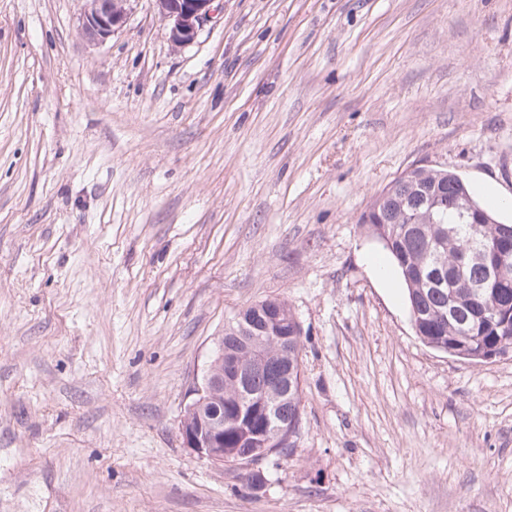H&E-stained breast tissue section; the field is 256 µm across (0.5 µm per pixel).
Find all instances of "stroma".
I'll use <instances>...</instances> for the list:
<instances>
[{
  "mask_svg": "<svg viewBox=\"0 0 512 512\" xmlns=\"http://www.w3.org/2000/svg\"><path fill=\"white\" fill-rule=\"evenodd\" d=\"M0 0V512H512V354L415 334L360 218L419 161L512 197V0ZM302 327L295 450L180 421L241 309ZM131 0H87L81 29L92 40L104 41L120 30L127 19ZM159 13L170 25L169 39L173 46L192 43L207 20L215 0H155Z\"/></svg>",
  "mask_w": 512,
  "mask_h": 512,
  "instance_id": "stroma-1",
  "label": "stroma"
}]
</instances>
